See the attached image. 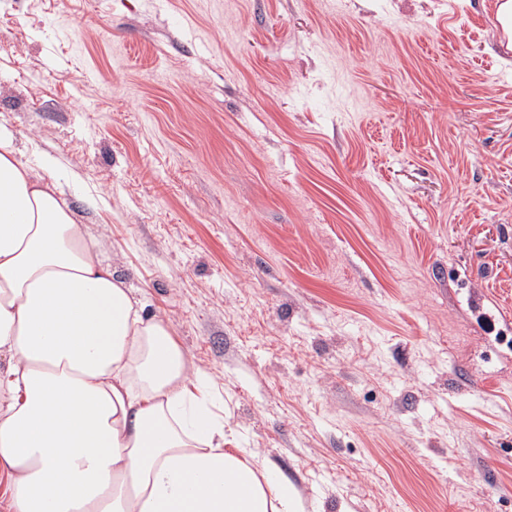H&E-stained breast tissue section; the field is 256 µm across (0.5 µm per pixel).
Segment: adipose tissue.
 <instances>
[{
    "label": "adipose tissue",
    "instance_id": "adipose-tissue-1",
    "mask_svg": "<svg viewBox=\"0 0 512 512\" xmlns=\"http://www.w3.org/2000/svg\"><path fill=\"white\" fill-rule=\"evenodd\" d=\"M0 124V480L9 512H315L211 409L212 374Z\"/></svg>",
    "mask_w": 512,
    "mask_h": 512
}]
</instances>
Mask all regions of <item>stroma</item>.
I'll return each instance as SVG.
<instances>
[{"label": "stroma", "instance_id": "35a3bbf8", "mask_svg": "<svg viewBox=\"0 0 512 512\" xmlns=\"http://www.w3.org/2000/svg\"><path fill=\"white\" fill-rule=\"evenodd\" d=\"M494 4L0 0V124L317 512H512Z\"/></svg>", "mask_w": 512, "mask_h": 512}]
</instances>
